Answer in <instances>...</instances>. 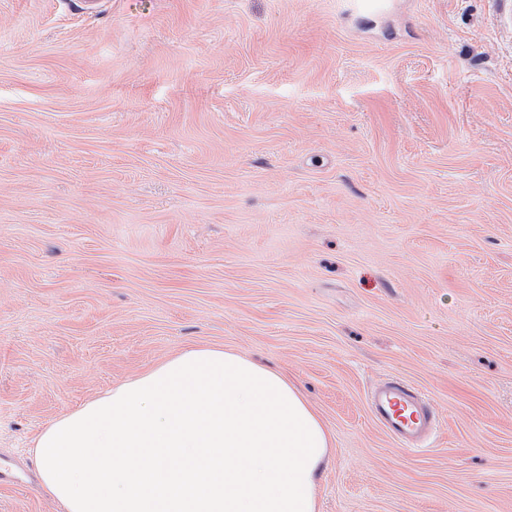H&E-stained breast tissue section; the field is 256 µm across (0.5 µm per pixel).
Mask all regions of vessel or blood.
I'll list each match as a JSON object with an SVG mask.
<instances>
[{
    "instance_id": "obj_1",
    "label": "vessel or blood",
    "mask_w": 512,
    "mask_h": 512,
    "mask_svg": "<svg viewBox=\"0 0 512 512\" xmlns=\"http://www.w3.org/2000/svg\"><path fill=\"white\" fill-rule=\"evenodd\" d=\"M368 411L387 435L411 452L419 450L434 428L433 414L422 391L399 379L382 384L369 395Z\"/></svg>"
}]
</instances>
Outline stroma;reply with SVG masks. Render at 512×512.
I'll return each mask as SVG.
<instances>
[{"label":"stroma","mask_w":512,"mask_h":512,"mask_svg":"<svg viewBox=\"0 0 512 512\" xmlns=\"http://www.w3.org/2000/svg\"><path fill=\"white\" fill-rule=\"evenodd\" d=\"M192 346L299 387L318 512H512V0H0V512H63L32 440ZM368 411L373 420L404 449L414 452L434 429L428 401L415 385L392 379L368 397Z\"/></svg>","instance_id":"1"}]
</instances>
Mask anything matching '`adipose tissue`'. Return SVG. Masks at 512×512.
Wrapping results in <instances>:
<instances>
[{
	"instance_id": "1",
	"label": "adipose tissue",
	"mask_w": 512,
	"mask_h": 512,
	"mask_svg": "<svg viewBox=\"0 0 512 512\" xmlns=\"http://www.w3.org/2000/svg\"><path fill=\"white\" fill-rule=\"evenodd\" d=\"M330 446L286 375L195 346L52 422L33 455L64 512H317Z\"/></svg>"
}]
</instances>
